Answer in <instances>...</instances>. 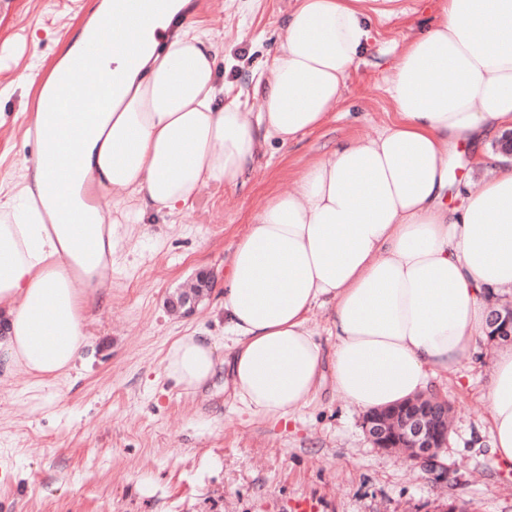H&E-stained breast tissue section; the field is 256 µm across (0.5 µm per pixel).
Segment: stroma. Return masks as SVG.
<instances>
[{
    "instance_id": "35a3bbf8",
    "label": "stroma",
    "mask_w": 512,
    "mask_h": 512,
    "mask_svg": "<svg viewBox=\"0 0 512 512\" xmlns=\"http://www.w3.org/2000/svg\"><path fill=\"white\" fill-rule=\"evenodd\" d=\"M99 0H0V182L36 144L29 73H46ZM374 20L337 108L319 129L284 146L269 140L234 185L205 186L171 216L146 214L119 228L105 272L109 296L90 314L91 345L69 376L40 386L21 366L0 367V512H288L311 498L320 512H512V471L491 450L483 393L493 348L437 373L434 394L453 409L440 468L374 448L362 414L323 387L288 421L239 412L223 376L187 392L163 375L177 337L224 341V279L235 243L272 195L347 137H375L393 117L387 87L406 36L435 13L431 0H400ZM194 19L222 47L217 80L244 111L261 107L292 0H195ZM489 172L460 145L446 204L458 206ZM206 271L210 295L188 316L166 301Z\"/></svg>"
}]
</instances>
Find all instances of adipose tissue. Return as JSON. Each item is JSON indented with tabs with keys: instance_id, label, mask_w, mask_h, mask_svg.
Here are the masks:
<instances>
[{
	"instance_id": "ef3b65f1",
	"label": "adipose tissue",
	"mask_w": 512,
	"mask_h": 512,
	"mask_svg": "<svg viewBox=\"0 0 512 512\" xmlns=\"http://www.w3.org/2000/svg\"><path fill=\"white\" fill-rule=\"evenodd\" d=\"M398 0H294L258 114L224 98L218 49L168 0L164 56L104 30L114 87L56 171L24 160L0 194V359L38 384L68 374L87 346L119 221L175 211L206 185L238 181L263 142L289 143L339 104L369 24ZM388 89L393 119L377 137L345 139L272 196L236 243L224 279L225 356L181 336L164 358L184 390L225 369L236 405L285 419L324 384L367 412L407 401L469 353L486 329L485 295L512 288V161L488 153L512 130V0H438L407 39ZM469 142L494 174L448 207V164ZM134 202L114 219L84 202V183ZM331 307L324 349L308 325ZM487 401L493 452L512 469V347L493 355Z\"/></svg>"
}]
</instances>
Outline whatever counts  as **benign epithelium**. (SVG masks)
<instances>
[{
	"mask_svg": "<svg viewBox=\"0 0 512 512\" xmlns=\"http://www.w3.org/2000/svg\"><path fill=\"white\" fill-rule=\"evenodd\" d=\"M212 290V278L207 274L197 277L187 291L170 301L171 307L194 308L202 297ZM490 326L494 328L493 342L512 343V306L505 305L493 311ZM363 428L373 447L386 452L396 448L408 450L412 459L426 468L438 465V449L448 441V401L437 396L413 398L392 414L372 410L363 416Z\"/></svg>",
	"mask_w": 512,
	"mask_h": 512,
	"instance_id": "1",
	"label": "benign epithelium"
}]
</instances>
